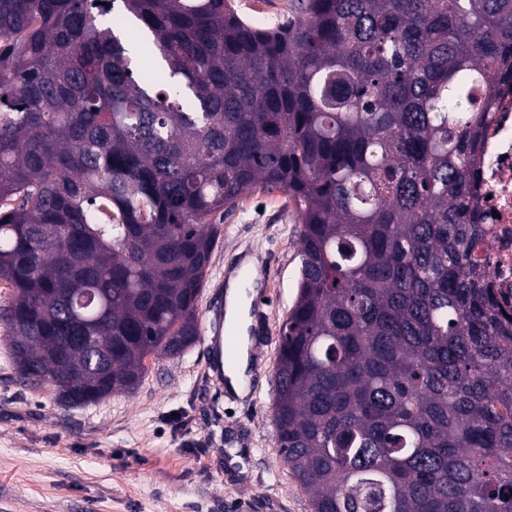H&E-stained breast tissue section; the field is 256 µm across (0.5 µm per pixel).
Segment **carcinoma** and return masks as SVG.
<instances>
[{
    "label": "carcinoma",
    "instance_id": "carcinoma-1",
    "mask_svg": "<svg viewBox=\"0 0 512 512\" xmlns=\"http://www.w3.org/2000/svg\"><path fill=\"white\" fill-rule=\"evenodd\" d=\"M512 0H0L13 367L65 407L181 355L215 220L295 204L273 423L313 512H512V315L474 174ZM293 0H236L239 12L248 20L274 25L288 17Z\"/></svg>",
    "mask_w": 512,
    "mask_h": 512
}]
</instances>
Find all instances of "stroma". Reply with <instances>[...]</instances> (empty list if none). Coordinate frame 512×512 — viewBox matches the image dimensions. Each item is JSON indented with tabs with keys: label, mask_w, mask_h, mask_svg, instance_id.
I'll return each mask as SVG.
<instances>
[{
	"label": "stroma",
	"mask_w": 512,
	"mask_h": 512,
	"mask_svg": "<svg viewBox=\"0 0 512 512\" xmlns=\"http://www.w3.org/2000/svg\"><path fill=\"white\" fill-rule=\"evenodd\" d=\"M287 193L256 191L226 213L198 303L199 336L173 358H147L131 394L82 408L23 385L0 321V512H311L275 440L271 407L280 332L300 267ZM259 260L267 291L258 371L227 398L212 338L224 328V272ZM238 451L236 469L224 466Z\"/></svg>",
	"instance_id": "1"
}]
</instances>
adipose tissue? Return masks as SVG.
<instances>
[{"instance_id":"obj_1","label":"adipose tissue","mask_w":512,"mask_h":512,"mask_svg":"<svg viewBox=\"0 0 512 512\" xmlns=\"http://www.w3.org/2000/svg\"><path fill=\"white\" fill-rule=\"evenodd\" d=\"M251 300L239 285L237 277H229L225 296V322L238 334V353L234 362L225 364L226 390L234 398H244L252 358V340L249 332Z\"/></svg>"}]
</instances>
